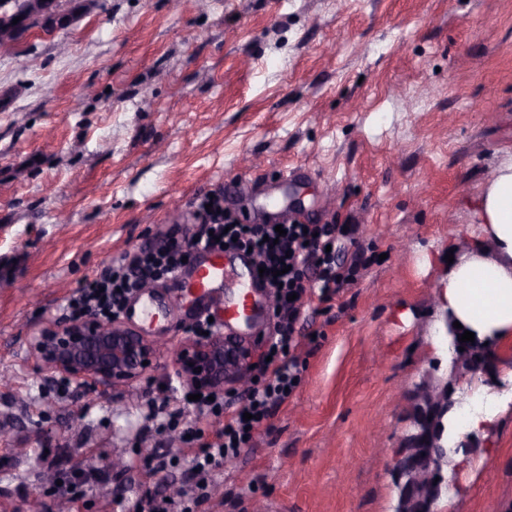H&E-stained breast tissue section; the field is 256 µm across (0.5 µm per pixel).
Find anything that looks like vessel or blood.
<instances>
[{
  "mask_svg": "<svg viewBox=\"0 0 512 512\" xmlns=\"http://www.w3.org/2000/svg\"><path fill=\"white\" fill-rule=\"evenodd\" d=\"M224 258V252L219 250L205 252L189 274H177L176 279L188 297L200 302L201 313L213 315L218 325L256 320L260 311L254 306L253 293L258 283L251 258L240 254L231 264L225 263ZM228 278L235 279L240 288L238 298L229 302L222 294ZM127 314L137 318L140 326L147 330L159 328L164 321L162 311L148 304L140 308L129 306Z\"/></svg>",
  "mask_w": 512,
  "mask_h": 512,
  "instance_id": "b4317fda",
  "label": "vessel or blood"
}]
</instances>
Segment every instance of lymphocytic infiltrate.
Here are the masks:
<instances>
[{
    "label": "lymphocytic infiltrate",
    "instance_id": "f902f5d3",
    "mask_svg": "<svg viewBox=\"0 0 512 512\" xmlns=\"http://www.w3.org/2000/svg\"><path fill=\"white\" fill-rule=\"evenodd\" d=\"M192 208L191 229L170 226L158 231L149 245L113 257L64 305L66 317L73 321L88 316L104 322L118 318L135 291L167 279L181 268L183 257L215 244L251 249L276 301L267 338L271 359L258 365L256 382L239 400L218 393L192 401L183 390L151 406L156 432L179 433L191 450L186 458L190 489L169 500L144 494L135 501L133 512H192V505L209 498L215 471L248 447L299 386L303 369L299 335L306 307L314 301L331 304L357 271L356 265L336 261L343 240L350 237L342 225L294 222L281 236L274 225L232 219L224 212V196L219 192L197 198Z\"/></svg>",
    "mask_w": 512,
    "mask_h": 512
}]
</instances>
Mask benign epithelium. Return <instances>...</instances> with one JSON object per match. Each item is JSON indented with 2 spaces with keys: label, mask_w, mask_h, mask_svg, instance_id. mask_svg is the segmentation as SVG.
Masks as SVG:
<instances>
[{
  "label": "benign epithelium",
  "mask_w": 512,
  "mask_h": 512,
  "mask_svg": "<svg viewBox=\"0 0 512 512\" xmlns=\"http://www.w3.org/2000/svg\"><path fill=\"white\" fill-rule=\"evenodd\" d=\"M75 10L62 9L61 0H0L3 44L16 42L33 28L46 30L69 25ZM20 18L12 24L14 18ZM33 358L52 373L79 386L110 388L137 378L153 362L160 347L131 331L121 321L88 318L44 326L29 338ZM252 349L229 346L224 337L194 341L175 354L177 373L191 385L224 391V383H249L247 365ZM418 414L414 433L396 449L392 475L400 497V512H435L444 493L435 476L442 469L448 415V386L437 385L428 374L414 393Z\"/></svg>",
  "instance_id": "obj_1"
}]
</instances>
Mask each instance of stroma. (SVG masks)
<instances>
[{
    "label": "stroma",
    "mask_w": 512,
    "mask_h": 512,
    "mask_svg": "<svg viewBox=\"0 0 512 512\" xmlns=\"http://www.w3.org/2000/svg\"><path fill=\"white\" fill-rule=\"evenodd\" d=\"M512 157V0H88L77 19L0 47V512H23L46 471L107 469L69 512H127L185 486L148 476L142 446L175 456L147 418L183 384L175 350L193 309L147 286L164 352L109 390L38 366L30 334L113 256L185 223L223 190L261 224L280 208L351 224L340 254L366 262L331 309L311 304L317 346L302 381L251 446L218 470L197 512H393V450L442 321L447 252L463 254L468 205ZM477 478L452 476L455 508L512 512V410L468 441ZM122 454L124 470L110 469Z\"/></svg>",
    "instance_id": "1"
}]
</instances>
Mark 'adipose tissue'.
<instances>
[{"instance_id": "1", "label": "adipose tissue", "mask_w": 512, "mask_h": 512, "mask_svg": "<svg viewBox=\"0 0 512 512\" xmlns=\"http://www.w3.org/2000/svg\"><path fill=\"white\" fill-rule=\"evenodd\" d=\"M477 228L467 251L448 264L439 287L442 327L432 347L453 357L460 330L476 342L497 346L512 341V158L501 162L483 190L471 200ZM448 445L457 469H470L461 451L464 437L486 438L512 408V371L453 395Z\"/></svg>"}]
</instances>
